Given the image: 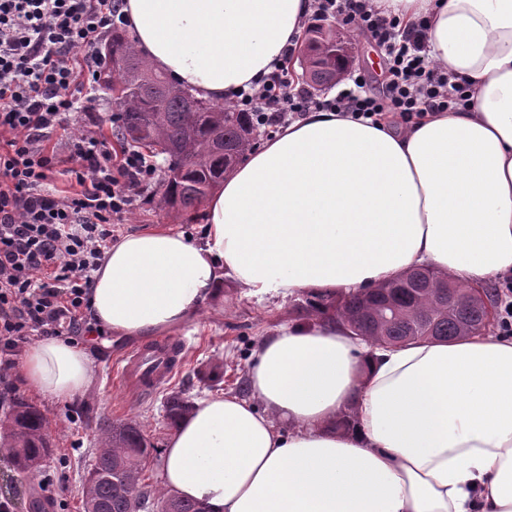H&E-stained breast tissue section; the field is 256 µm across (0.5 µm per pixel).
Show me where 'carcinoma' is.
<instances>
[{
  "label": "carcinoma",
  "mask_w": 512,
  "mask_h": 512,
  "mask_svg": "<svg viewBox=\"0 0 512 512\" xmlns=\"http://www.w3.org/2000/svg\"><path fill=\"white\" fill-rule=\"evenodd\" d=\"M337 33L312 30L307 42L311 85L330 82L336 67L319 58L321 46L336 41ZM108 65L100 81L120 107L117 134L124 141L160 149L179 173L167 175L163 204L175 211L194 208L224 180L249 145L253 127L244 112L199 99L172 84L153 69L117 31L106 44ZM444 277L414 269L398 281L371 293L315 296L298 308L310 317L324 310L346 322L353 333L378 344L429 340L450 342L471 332L487 333L483 303L457 286L452 294ZM192 403L173 396L167 402L169 425L175 427ZM47 417L22 399L13 401L0 423V447L7 449L19 469L36 471L50 453ZM105 444L97 452L83 486L84 512H133L131 494L165 505V512H206L204 503L183 499L145 482L144 473L154 447L132 422L102 423Z\"/></svg>",
  "instance_id": "obj_1"
}]
</instances>
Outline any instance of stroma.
<instances>
[{"label":"stroma","mask_w":512,"mask_h":512,"mask_svg":"<svg viewBox=\"0 0 512 512\" xmlns=\"http://www.w3.org/2000/svg\"><path fill=\"white\" fill-rule=\"evenodd\" d=\"M349 47V72L364 76L370 85L382 79L384 62L376 43L360 35L351 26H343ZM85 111L67 116L53 134V142H65L74 124L97 121L101 132L114 149L122 143L115 135L114 118L118 112L111 95L95 88L85 99ZM164 186L155 182L138 198L131 214L115 225L113 239L157 225L202 238V208L174 212L161 202ZM224 297L203 303L194 318L178 330L191 343L187 359L179 372L163 387L144 397H134L116 383L117 361L128 349L139 346L136 338L104 336L88 342L87 351L95 361L96 377L92 385L74 400L56 402L34 394L24 387L18 374H11L12 388L0 384V421L8 415L14 398L20 397L39 408L48 419L52 446L49 459L37 474L17 472L6 451H0V497H13L17 512H36L31 501L39 493L41 476H52L66 488L65 494L51 502L49 512H83L82 492L93 457L101 446V421H128L138 424L155 446L146 476L149 483L161 486V451L172 429L167 424L166 404L171 396L188 400L244 393L252 353L266 336L282 325L295 322V304L304 302L303 294L291 296L250 295L232 279H225Z\"/></svg>","instance_id":"stroma-1"}]
</instances>
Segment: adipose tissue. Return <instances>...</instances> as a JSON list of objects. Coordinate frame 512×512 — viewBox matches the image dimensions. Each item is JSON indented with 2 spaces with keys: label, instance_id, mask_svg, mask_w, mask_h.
Masks as SVG:
<instances>
[{
  "label": "adipose tissue",
  "instance_id": "adipose-tissue-1",
  "mask_svg": "<svg viewBox=\"0 0 512 512\" xmlns=\"http://www.w3.org/2000/svg\"><path fill=\"white\" fill-rule=\"evenodd\" d=\"M425 22L466 107L375 126L293 121L224 176L204 238L112 243L90 311L121 336L168 333L230 278L249 294L376 288L420 266L465 288L512 272V0H370ZM135 47L196 96L232 101L286 62L313 0H124ZM27 388L70 401L95 367L57 338L25 352ZM248 394L195 400L162 481L210 512H512V339L383 347L327 315L263 339ZM348 427H337L342 415Z\"/></svg>",
  "mask_w": 512,
  "mask_h": 512
}]
</instances>
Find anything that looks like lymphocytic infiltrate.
Returning a JSON list of instances; mask_svg holds the SVG:
<instances>
[{"label":"lymphocytic infiltrate","mask_w":512,"mask_h":512,"mask_svg":"<svg viewBox=\"0 0 512 512\" xmlns=\"http://www.w3.org/2000/svg\"><path fill=\"white\" fill-rule=\"evenodd\" d=\"M123 0H0V383L33 336H86L91 273L140 197L157 180L143 152H114L97 123L77 126L61 150L48 142L64 115L83 111L106 62L97 39L126 24ZM313 17L368 34L384 51L386 77L362 76L334 97L295 83L288 70L237 93L230 107L258 128H274L310 110L380 123H419L432 112L467 106L470 87L451 81L429 55L423 24L370 12L366 0H315ZM70 186L53 181L58 152Z\"/></svg>","instance_id":"1"}]
</instances>
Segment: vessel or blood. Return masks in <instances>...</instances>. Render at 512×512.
Returning a JSON list of instances; mask_svg holds the SVG:
<instances>
[{
	"instance_id": "b4317fda",
	"label": "vessel or blood",
	"mask_w": 512,
	"mask_h": 512,
	"mask_svg": "<svg viewBox=\"0 0 512 512\" xmlns=\"http://www.w3.org/2000/svg\"><path fill=\"white\" fill-rule=\"evenodd\" d=\"M187 345L177 337L130 351L117 368L119 384L137 395L165 385L186 359Z\"/></svg>"
}]
</instances>
